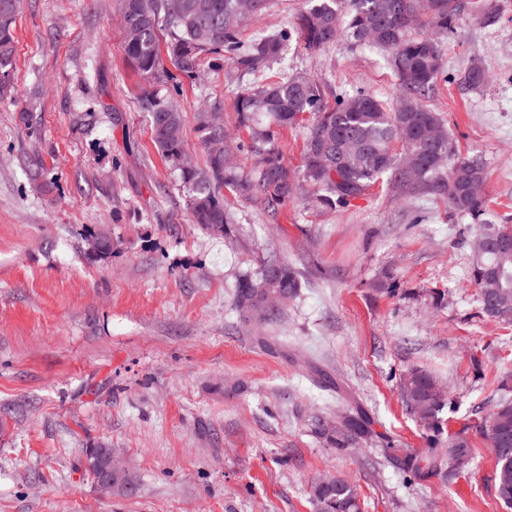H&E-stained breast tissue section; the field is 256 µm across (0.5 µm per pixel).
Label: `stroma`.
<instances>
[{"instance_id": "35a3bbf8", "label": "stroma", "mask_w": 512, "mask_h": 512, "mask_svg": "<svg viewBox=\"0 0 512 512\" xmlns=\"http://www.w3.org/2000/svg\"><path fill=\"white\" fill-rule=\"evenodd\" d=\"M303 3L270 0L244 39L287 27ZM494 4L459 19L428 105L483 159L492 219L512 227V0ZM16 40L15 93L0 98V512H315L324 474L355 485L363 512H512L478 430L512 399V323L481 310L470 219L385 176L334 210L309 187L274 214L229 193L234 233L211 234L152 141L139 108L152 86L124 54L117 0H24ZM475 57L479 88L461 82ZM269 72L330 95L390 102L397 89L386 50L347 41L316 56L290 44ZM252 81L223 69L183 81L195 165L197 112L218 101L233 122ZM100 230L104 258L87 251ZM272 256L302 288L277 320L243 319L237 280ZM413 367L444 387V433L473 448L465 470L409 481L379 440L340 453L312 434L314 417L360 406L396 447L427 448L400 396ZM101 446L135 493L102 492L85 472Z\"/></svg>"}]
</instances>
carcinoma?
<instances>
[{
  "mask_svg": "<svg viewBox=\"0 0 512 512\" xmlns=\"http://www.w3.org/2000/svg\"><path fill=\"white\" fill-rule=\"evenodd\" d=\"M12 0H0V96L14 90L11 72L16 53L18 14ZM269 0L243 12L241 0H119L124 52L131 66L146 80L165 83L181 76L199 79L204 69L229 64L237 74L259 75L280 58L291 41L310 55H318L346 38L390 53L398 87L390 105L373 93L358 90L338 93L329 103L325 89L308 77L282 73L238 93L234 100L235 127L250 133L245 143L231 137L224 113L217 106L198 114L196 132L205 167L185 165L183 115L173 98L156 91L145 93L140 109L150 121L154 144L179 171L187 189L192 221L208 229L224 225L233 233L231 213L224 206V189L244 201H258L275 214L296 195L299 180L317 192L324 209L348 205L363 196L382 175L389 173L401 188L417 196L445 201L448 215L468 217L486 236L482 247L471 246V277L479 288L482 312L489 318L512 321V228L489 219L487 175L482 158L463 155L448 135L443 118L427 105L444 72L442 44L457 32L465 11L476 17L489 12L488 0H305L289 27L243 41V28L251 17L267 9ZM168 40L160 44L159 31ZM168 59L175 72L164 67ZM487 65L475 57L464 73L472 87L484 85ZM311 118L304 139L301 169L285 161L276 145L278 130L294 128L304 115ZM437 127L443 141L434 146L428 129ZM246 153L251 170L229 164L232 154ZM413 156V173L400 166V158ZM258 288L285 300L295 297L300 282L283 260L266 261L257 275L246 273L237 283L234 303L241 314L272 320L279 316L273 304H254ZM406 406L433 435L429 448L407 453L399 466L410 479L424 474L458 471L456 460L471 458L468 438L459 433L439 447L441 413L447 404L445 390L420 369L408 372L401 384ZM326 419L315 418L312 432L330 447L346 450L373 434V419L362 409L348 414L339 429L327 430ZM494 452L496 498L512 507V401L504 400L479 425ZM311 500L316 512H361L357 488L337 478L328 485L312 482Z\"/></svg>",
  "mask_w": 512,
  "mask_h": 512,
  "instance_id": "carcinoma-1",
  "label": "carcinoma"
}]
</instances>
